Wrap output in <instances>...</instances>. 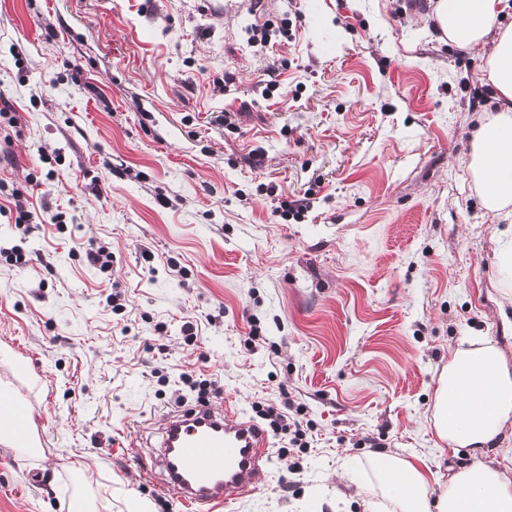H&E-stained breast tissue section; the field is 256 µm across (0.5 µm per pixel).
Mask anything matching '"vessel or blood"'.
<instances>
[{"mask_svg": "<svg viewBox=\"0 0 512 512\" xmlns=\"http://www.w3.org/2000/svg\"><path fill=\"white\" fill-rule=\"evenodd\" d=\"M34 429L25 403L0 412L1 432L25 437ZM265 454L264 430L220 406L167 416L159 457L167 486L189 512H215L263 481Z\"/></svg>", "mask_w": 512, "mask_h": 512, "instance_id": "obj_1", "label": "vessel or blood"}]
</instances>
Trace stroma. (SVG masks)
I'll return each mask as SVG.
<instances>
[{
  "instance_id": "stroma-1",
  "label": "stroma",
  "mask_w": 512,
  "mask_h": 512,
  "mask_svg": "<svg viewBox=\"0 0 512 512\" xmlns=\"http://www.w3.org/2000/svg\"><path fill=\"white\" fill-rule=\"evenodd\" d=\"M309 2L0 0L18 120L0 245L27 258L0 257V380L38 442H0V512H69L79 493L187 512L157 448L165 415L200 403L187 373L212 381L208 404L252 421L288 404L307 426L304 448L268 433L264 482L226 512H367L376 455L427 467L436 493L469 463L431 424L468 339L512 368V206L486 210L467 168L497 109L486 57L442 41L434 0Z\"/></svg>"
}]
</instances>
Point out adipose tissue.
Here are the masks:
<instances>
[{"instance_id":"obj_1","label":"adipose tissue","mask_w":512,"mask_h":512,"mask_svg":"<svg viewBox=\"0 0 512 512\" xmlns=\"http://www.w3.org/2000/svg\"><path fill=\"white\" fill-rule=\"evenodd\" d=\"M507 0H436L433 17L449 43L489 47L485 73L500 102L474 132L468 170L485 207L512 205V24L499 25ZM512 418V371L499 348L477 337L456 349L438 379L432 429L440 442L468 449L472 461L450 476L438 496L413 461L373 458L384 496L398 512H512V472L485 459V450Z\"/></svg>"}]
</instances>
